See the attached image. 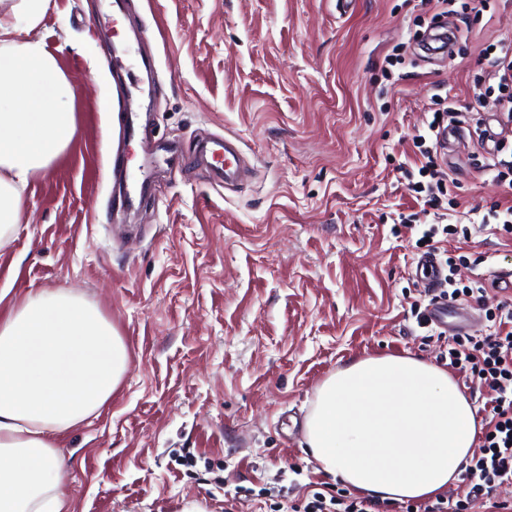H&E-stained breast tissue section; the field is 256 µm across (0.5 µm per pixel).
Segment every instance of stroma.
I'll return each mask as SVG.
<instances>
[{"label":"stroma","mask_w":512,"mask_h":512,"mask_svg":"<svg viewBox=\"0 0 512 512\" xmlns=\"http://www.w3.org/2000/svg\"><path fill=\"white\" fill-rule=\"evenodd\" d=\"M430 19L419 0H48L31 31L75 92L76 134L24 193L0 246L14 301L65 288L111 321L129 367L98 416L60 442L73 512H275L318 472L304 421L322 381L365 355L444 364L418 327L422 212L400 164L433 95L472 105L482 50L512 39V6L472 21L452 58L386 69ZM144 33L152 89L116 84L102 40ZM254 167L226 188L197 163L206 134ZM151 193L113 201L115 158ZM478 227L444 247L467 279L512 275V239L482 226L503 195L470 147L448 159ZM415 230L393 232L397 213Z\"/></svg>","instance_id":"stroma-1"}]
</instances>
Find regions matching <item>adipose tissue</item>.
<instances>
[{
    "label": "adipose tissue",
    "instance_id": "1",
    "mask_svg": "<svg viewBox=\"0 0 512 512\" xmlns=\"http://www.w3.org/2000/svg\"><path fill=\"white\" fill-rule=\"evenodd\" d=\"M46 0L0 12V240L23 194L76 133L74 91L28 33ZM129 361L99 310L64 288L0 312V512H67L64 433L99 413ZM481 431L448 369L412 355L356 357L318 387L305 444L318 469L379 501L443 493Z\"/></svg>",
    "mask_w": 512,
    "mask_h": 512
}]
</instances>
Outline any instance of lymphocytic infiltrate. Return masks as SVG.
<instances>
[{
	"mask_svg": "<svg viewBox=\"0 0 512 512\" xmlns=\"http://www.w3.org/2000/svg\"><path fill=\"white\" fill-rule=\"evenodd\" d=\"M486 65L477 79L474 91L476 109L459 110L453 99L443 98L422 132L416 135L419 149L414 164L420 176L412 189L425 206L441 210L455 182L450 177L444 158L443 132L449 127L467 125L476 149L486 150L484 167L504 186L502 200L506 216L501 232L512 234V159L503 153L512 142V40L499 41L485 48ZM493 113L498 124L489 131L484 113ZM488 284L482 275L468 282L447 276L442 296L449 301L473 300L483 306L487 319L495 323V331L484 339L453 336L448 349L451 367L477 379L486 395L485 432L472 454L466 472L473 482V493L489 499L490 512H512V499L505 493L512 489V305L490 302Z\"/></svg>",
	"mask_w": 512,
	"mask_h": 512,
	"instance_id": "lymphocytic-infiltrate-1",
	"label": "lymphocytic infiltrate"
}]
</instances>
